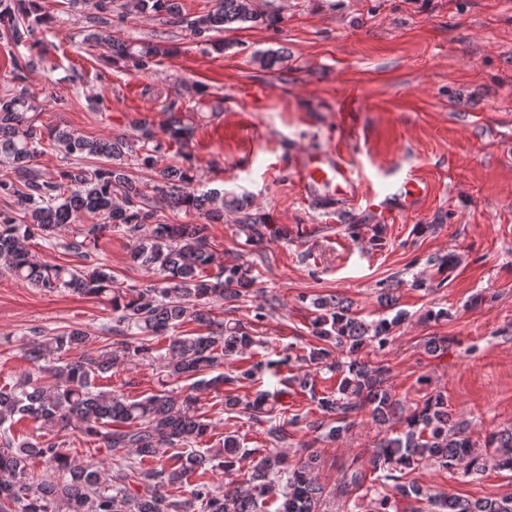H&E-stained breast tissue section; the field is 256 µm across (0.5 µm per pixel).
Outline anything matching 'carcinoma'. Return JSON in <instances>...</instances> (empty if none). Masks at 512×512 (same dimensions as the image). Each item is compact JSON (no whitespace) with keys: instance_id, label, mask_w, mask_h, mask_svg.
Masks as SVG:
<instances>
[{"instance_id":"obj_1","label":"carcinoma","mask_w":512,"mask_h":512,"mask_svg":"<svg viewBox=\"0 0 512 512\" xmlns=\"http://www.w3.org/2000/svg\"><path fill=\"white\" fill-rule=\"evenodd\" d=\"M141 14L185 28L198 44L222 52L225 44L213 39L219 30L242 24L278 29L284 18L277 10H264L258 0H214L203 15L185 14L179 0H132ZM85 19L79 31L82 43L104 47L110 55L103 66L150 72L171 50L158 42L132 43L112 34L115 0H69ZM38 0H0V39L17 50L11 56L13 86L0 94V166L11 176L0 178V273L44 292L67 291L107 303L112 325L106 331L117 337L115 348L66 361L64 357L85 346L87 336L79 327L43 339L42 330H30L24 355L38 371L20 375L0 388V512H319L323 497L315 471L318 440L336 444L344 440L358 414L370 417L378 440L370 454V469L359 457L350 461L340 493H363L366 512H394L397 498L427 500L433 512H512V493L476 501L427 495L424 486L405 476L421 468L450 473L479 474L489 468L512 472V429L492 432L484 444L472 439L470 424L453 415L441 392L426 395L415 405L398 398L390 383V368L361 356L375 343L389 344L392 329L403 319L381 318L367 323L351 313L340 299L311 300L314 308L309 345L301 361L336 376V387L316 393L311 373L285 377L293 389L307 392L322 418L297 411L287 426L267 430L270 448H246L240 437L227 433L223 447L202 453L194 446L210 435L211 424L197 414L198 392L226 387L224 408L261 425L269 401L282 391H263L253 399L238 394L244 384L255 382L266 371H278L291 362L289 353L277 360L252 362L247 357L260 343L253 327L272 315L275 304L254 307L252 321L218 319L205 309L214 298L239 303L251 295L256 278L250 263L226 264L210 273L215 264L209 225L224 222V213L235 215L245 244L262 247L268 241L288 239V227L275 225L253 211L245 197L224 191L198 189L199 175L192 163L181 167L160 165L159 155L169 143L181 147L193 137L194 113L177 100L163 107L167 119L160 130L146 121L131 134L90 138L57 125H37L42 104L26 85L25 72L37 68L41 58L18 49L34 47L36 29L47 24ZM71 160L57 174L37 166L41 143ZM88 157L102 160L89 165ZM135 167L150 173L144 183L130 174ZM194 212L203 224H163L159 212ZM97 215L103 223L78 224L81 216ZM74 233L59 239L70 224ZM134 241L131 262L151 274L140 288H123L112 269L98 256L99 241L110 230ZM41 239L79 264L51 263L32 251ZM195 322L206 333L185 336L178 328ZM168 339L162 357L166 375L193 380L191 391L160 389L140 398L103 390L97 380L107 377L121 361L149 357L153 340ZM227 366V371L219 368ZM24 420L55 432L54 437L18 441L15 427ZM315 434L303 444L307 457L292 465L273 446L288 442V427ZM79 433L107 454L121 452L128 459L119 482L101 465H83L67 451L69 434ZM169 448H183L176 465L163 460ZM39 460L48 475L37 478L31 468ZM249 461L244 481L215 486L201 476L187 482L193 471L208 465L231 473ZM374 477H367V472Z\"/></svg>"}]
</instances>
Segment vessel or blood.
<instances>
[{"label": "vessel or blood", "mask_w": 512, "mask_h": 512, "mask_svg": "<svg viewBox=\"0 0 512 512\" xmlns=\"http://www.w3.org/2000/svg\"><path fill=\"white\" fill-rule=\"evenodd\" d=\"M296 177L310 192L329 200L349 199L355 188L353 173L333 153L302 155ZM427 187L415 178L403 179L397 192L381 191L369 201L367 209L387 222L404 214L415 212Z\"/></svg>", "instance_id": "vessel-or-blood-1"}]
</instances>
